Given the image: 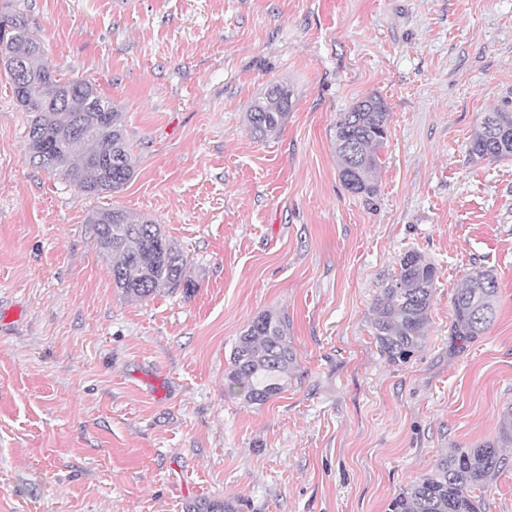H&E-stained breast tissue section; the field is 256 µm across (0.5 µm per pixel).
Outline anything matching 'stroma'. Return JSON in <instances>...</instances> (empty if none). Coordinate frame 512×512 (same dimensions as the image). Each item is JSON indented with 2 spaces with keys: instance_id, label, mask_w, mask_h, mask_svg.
<instances>
[{
  "instance_id": "35a3bbf8",
  "label": "stroma",
  "mask_w": 512,
  "mask_h": 512,
  "mask_svg": "<svg viewBox=\"0 0 512 512\" xmlns=\"http://www.w3.org/2000/svg\"><path fill=\"white\" fill-rule=\"evenodd\" d=\"M65 77L125 114L119 191L30 163L0 71V512H388L442 457L495 440L512 407V157L470 160L483 113L512 112V0H10ZM292 91L281 130L246 112ZM391 114L378 191L348 192L334 126ZM161 224L192 289L112 284L102 208ZM438 269L427 338L393 365L372 305L405 252ZM495 276L496 319L461 341L453 298ZM296 362L251 405L224 379L258 316ZM507 465L476 488L512 512ZM291 98V90L278 84L253 102L247 112V120L255 138H265L281 130L292 106Z\"/></svg>"
}]
</instances>
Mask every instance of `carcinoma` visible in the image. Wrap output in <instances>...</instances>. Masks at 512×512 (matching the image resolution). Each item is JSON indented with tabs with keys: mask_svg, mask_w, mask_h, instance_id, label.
<instances>
[{
	"mask_svg": "<svg viewBox=\"0 0 512 512\" xmlns=\"http://www.w3.org/2000/svg\"><path fill=\"white\" fill-rule=\"evenodd\" d=\"M0 62L17 104L31 116L26 140L30 161L62 174L88 195L117 191L131 180L135 161L124 113L103 99L91 82L63 78L17 15L0 16ZM291 98V90L278 84L255 100L247 112L251 133L260 139L280 131ZM389 118L384 101L375 95L340 113L334 143L340 179L350 193L375 195ZM467 152L473 160L512 156V113H484ZM90 224L100 251L111 261L113 285L124 296L144 300L163 289L193 286L184 254L154 220H133L122 209L104 208L91 216ZM437 278L436 267L410 250L375 299L372 336L388 362L405 363L423 346ZM496 299L493 274L480 268L470 272L453 299V333L468 338L487 331L495 318ZM294 361L286 321L264 313L239 337L226 380L240 389L247 403L262 405L284 390ZM511 440L512 408L500 416L497 440L440 459L391 500L389 512H482L473 490L500 471V444Z\"/></svg>",
	"mask_w": 512,
	"mask_h": 512,
	"instance_id": "carcinoma-1",
	"label": "carcinoma"
}]
</instances>
